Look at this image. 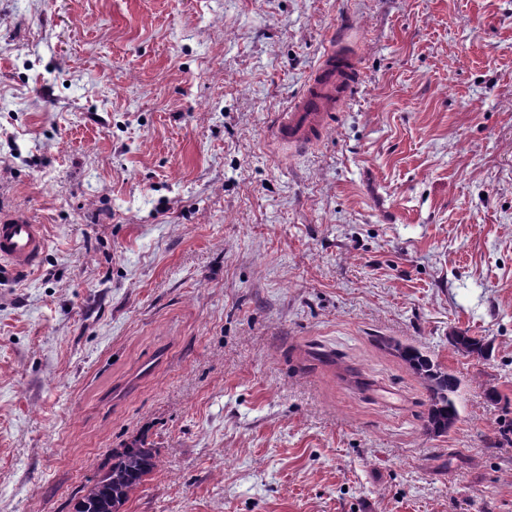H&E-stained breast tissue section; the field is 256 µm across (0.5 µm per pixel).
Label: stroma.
<instances>
[{
	"mask_svg": "<svg viewBox=\"0 0 512 512\" xmlns=\"http://www.w3.org/2000/svg\"><path fill=\"white\" fill-rule=\"evenodd\" d=\"M335 31L362 81L288 152ZM0 211L47 238L0 262V512H74L137 435L126 512H512V0H0ZM449 343L456 351L466 356H476L482 359H488L490 356V347L475 336H469L465 331H458L454 339L448 338ZM387 346L421 379L428 392L426 430L437 435L448 434L461 420L457 407L460 379L444 370L419 346L395 339L388 340Z\"/></svg>",
	"mask_w": 512,
	"mask_h": 512,
	"instance_id": "1",
	"label": "stroma"
}]
</instances>
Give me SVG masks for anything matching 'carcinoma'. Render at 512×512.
Instances as JSON below:
<instances>
[{"label":"carcinoma","mask_w":512,"mask_h":512,"mask_svg":"<svg viewBox=\"0 0 512 512\" xmlns=\"http://www.w3.org/2000/svg\"><path fill=\"white\" fill-rule=\"evenodd\" d=\"M449 343L466 356L482 359L490 356L489 345L465 331L457 332ZM387 346L421 379L428 392L426 430L437 435L449 433L461 420L457 407L460 379L444 370L419 346L395 339L388 340ZM494 444L512 445V418L497 421ZM158 462V450L150 447L143 437L112 450L110 465L77 492L75 512H124V505L157 468Z\"/></svg>","instance_id":"obj_1"}]
</instances>
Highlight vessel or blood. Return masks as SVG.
<instances>
[{
	"mask_svg": "<svg viewBox=\"0 0 512 512\" xmlns=\"http://www.w3.org/2000/svg\"><path fill=\"white\" fill-rule=\"evenodd\" d=\"M360 81L361 71L355 56L340 40H333L302 92L286 112L277 116L271 128L272 137L293 150L315 144ZM45 247L42 225L32 223L23 214L0 216V260L18 269L28 268L40 259Z\"/></svg>",
	"mask_w": 512,
	"mask_h": 512,
	"instance_id": "vessel-or-blood-1",
	"label": "vessel or blood"
}]
</instances>
